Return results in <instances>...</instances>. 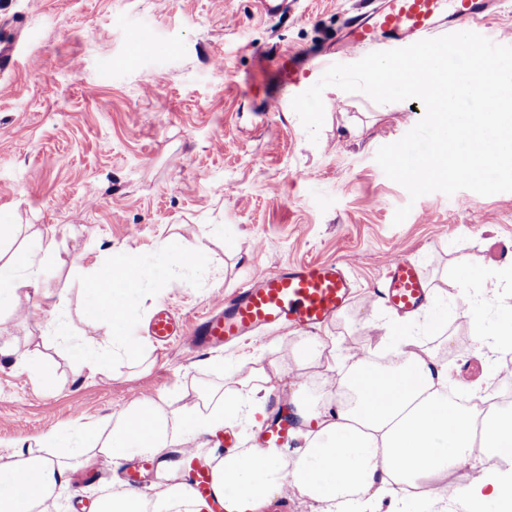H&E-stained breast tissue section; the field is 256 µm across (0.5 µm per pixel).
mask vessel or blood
Here are the masks:
<instances>
[{
	"label": "vessel or blood",
	"instance_id": "vessel-or-blood-1",
	"mask_svg": "<svg viewBox=\"0 0 512 512\" xmlns=\"http://www.w3.org/2000/svg\"><path fill=\"white\" fill-rule=\"evenodd\" d=\"M500 0H380L379 7L362 12L346 24L344 46L359 52L374 44L395 46L424 40L444 27L465 28L496 12ZM354 283L338 263L301 261L279 267L259 283H245L232 295L214 302L208 313L187 328L166 309L149 323L154 342L187 341L197 349H217L255 330L277 327L312 328L327 324L347 308ZM428 284L411 261L394 255L384 264L376 300L404 313L425 302ZM287 424L272 422L262 430L264 449L283 448L289 441ZM198 499L219 502L221 495L206 465L195 466Z\"/></svg>",
	"mask_w": 512,
	"mask_h": 512
}]
</instances>
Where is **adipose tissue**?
<instances>
[{
    "mask_svg": "<svg viewBox=\"0 0 512 512\" xmlns=\"http://www.w3.org/2000/svg\"><path fill=\"white\" fill-rule=\"evenodd\" d=\"M16 230L13 224L0 225V311L38 288L42 259L54 245L50 232L37 231L34 245L6 252L4 244ZM141 281L140 260L125 249L114 252L87 280L89 318L106 319L113 348L140 363L147 356L132 327ZM387 341L396 355L387 367L368 358L347 360L314 336L294 347L300 366L321 365L335 373L336 389L320 411L301 397L307 382H298L292 392L295 459L258 448L212 453L213 479L229 491L235 512H276L287 482L329 510L357 501L368 512L388 488L422 478L438 482L464 466L474 472L469 490L477 501L512 505V468L496 464L512 453V412L491 406L477 413L449 397L447 362L401 326H393ZM224 383L223 391L207 393L214 404L209 412L196 404L169 409L156 400H137L106 419L49 431L44 446L59 448V455L27 447L0 465V512H43L55 490L69 486L72 460L87 454L111 463L145 454L155 462L153 497L121 487L102 502L100 512H203L204 502L179 478L189 468L179 440L211 437L228 420L267 419L274 391L259 356L246 372L225 375ZM475 448L486 449V457L473 460Z\"/></svg>",
    "mask_w": 512,
    "mask_h": 512,
    "instance_id": "ef3b65f1",
    "label": "adipose tissue"
}]
</instances>
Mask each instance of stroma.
Segmentation results:
<instances>
[{"label": "stroma", "instance_id": "35a3bbf8", "mask_svg": "<svg viewBox=\"0 0 512 512\" xmlns=\"http://www.w3.org/2000/svg\"><path fill=\"white\" fill-rule=\"evenodd\" d=\"M361 8L360 0H291L268 18L255 0H0V47L15 48L10 66L0 68V222L48 228L55 238L40 273L50 303L23 295L15 311L0 315V458L136 399L193 403L256 356L298 375L291 349L302 329H269L216 352L183 342L161 347L146 333L159 305L190 325L214 300L290 262L347 267L355 295L316 334L351 355L380 348L381 327L396 313L371 294L389 255L410 259L429 283L430 302L407 322L408 334L447 358L457 388L498 379L497 359L480 357L460 306L470 298L496 335L512 291L494 296L476 284L463 291L458 277L468 270L490 276L502 266L489 246L512 242V192L410 200L375 156L416 125L423 104H378L328 87L314 143L292 108L321 75L288 81L282 56L335 49L347 17ZM140 25L151 36L130 41L129 30ZM271 98L282 103L273 117L263 113ZM405 205L408 217L394 224ZM167 241L208 261L194 272L175 270L162 288L152 268ZM121 249L137 251L145 268L135 334L151 355L141 365L119 359L110 375L93 376L71 345L89 335L108 350L112 338L107 323L92 328L82 317L90 305L85 281ZM60 316L71 321L64 336L49 330ZM29 351L48 361L54 386L17 368ZM92 462L88 456L77 465L53 512H82L111 493L113 475L136 464L122 460L93 475ZM472 508L467 492L387 497L377 506Z\"/></svg>", "mask_w": 512, "mask_h": 512}]
</instances>
